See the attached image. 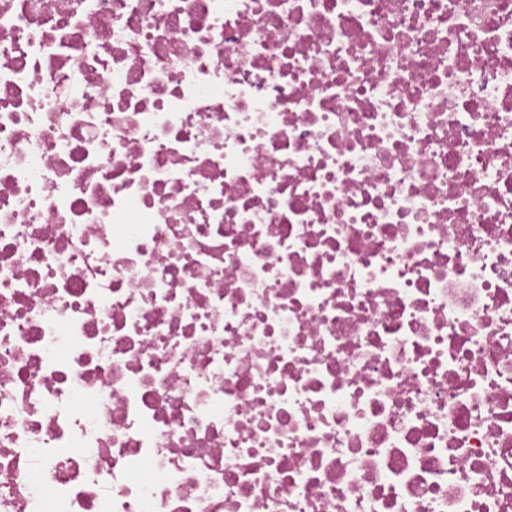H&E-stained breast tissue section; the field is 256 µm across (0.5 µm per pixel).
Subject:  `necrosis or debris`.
Segmentation results:
<instances>
[{
	"label": "necrosis or debris",
	"instance_id": "1",
	"mask_svg": "<svg viewBox=\"0 0 512 512\" xmlns=\"http://www.w3.org/2000/svg\"><path fill=\"white\" fill-rule=\"evenodd\" d=\"M0 512H512V0H0Z\"/></svg>",
	"mask_w": 512,
	"mask_h": 512
}]
</instances>
